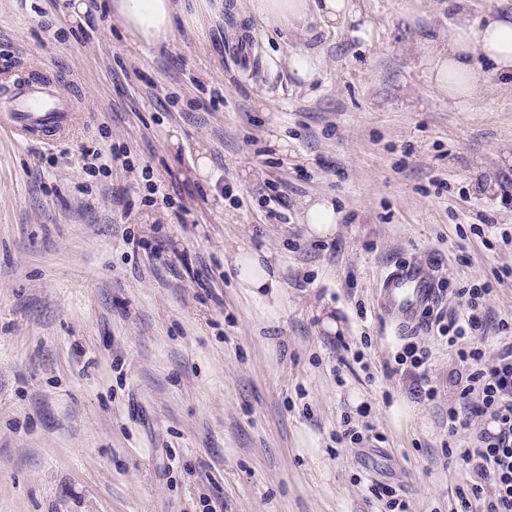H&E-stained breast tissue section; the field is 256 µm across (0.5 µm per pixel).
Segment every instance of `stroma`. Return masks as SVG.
Instances as JSON below:
<instances>
[{"mask_svg":"<svg viewBox=\"0 0 512 512\" xmlns=\"http://www.w3.org/2000/svg\"><path fill=\"white\" fill-rule=\"evenodd\" d=\"M72 2L0 0V61L52 75L80 110L61 142L0 135V512H385L378 483L450 512L470 481L445 446L456 362L377 301L403 262L452 290L512 266L470 232L512 233V86L482 67L475 111L449 108L430 66L448 0H353L368 39L182 0L159 48L109 0L77 20ZM245 33L253 72L230 52ZM300 51L320 61L306 83ZM317 197L334 236L302 222ZM240 245L270 253L275 294L238 286ZM452 290L438 309H458ZM408 340L431 353L436 399L394 360ZM364 415L376 440L337 443ZM319 59L309 52H298L291 57V71L302 82L309 81L318 70ZM340 214L332 202L325 198L309 202L304 212V222L309 235L331 237L336 234Z\"/></svg>","mask_w":512,"mask_h":512,"instance_id":"stroma-1","label":"stroma"}]
</instances>
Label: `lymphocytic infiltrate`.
I'll return each instance as SVG.
<instances>
[{
  "label": "lymphocytic infiltrate",
  "mask_w": 512,
  "mask_h": 512,
  "mask_svg": "<svg viewBox=\"0 0 512 512\" xmlns=\"http://www.w3.org/2000/svg\"><path fill=\"white\" fill-rule=\"evenodd\" d=\"M511 278L512 267H506L494 282L456 289L459 310L434 317L439 337L456 361L470 368L465 378L452 380L457 390L448 399L449 437H456L474 419L491 421L474 442L453 451L471 473L467 489L456 492L454 512H473L476 501L480 512H512V321L497 317L486 304L494 284ZM490 332L503 344L495 356L488 354L484 343Z\"/></svg>",
  "instance_id": "obj_1"
}]
</instances>
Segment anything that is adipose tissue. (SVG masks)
<instances>
[{
	"label": "adipose tissue",
	"mask_w": 512,
	"mask_h": 512,
	"mask_svg": "<svg viewBox=\"0 0 512 512\" xmlns=\"http://www.w3.org/2000/svg\"><path fill=\"white\" fill-rule=\"evenodd\" d=\"M470 0H448L451 20L448 45L433 59L436 85L447 91L449 106L464 112L480 94L478 71L493 65L501 77L512 79V13L489 11L473 18ZM112 10L139 45L157 46L169 40L181 6L177 0H113ZM250 12L269 26L289 25L317 15L326 24L361 22L350 0H250ZM237 279L241 287L263 291L280 285L277 267L267 266L264 253L240 249Z\"/></svg>",
	"instance_id": "obj_1"
}]
</instances>
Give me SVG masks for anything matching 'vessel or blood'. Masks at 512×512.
Here are the masks:
<instances>
[{
	"instance_id": "1",
	"label": "vessel or blood",
	"mask_w": 512,
	"mask_h": 512,
	"mask_svg": "<svg viewBox=\"0 0 512 512\" xmlns=\"http://www.w3.org/2000/svg\"><path fill=\"white\" fill-rule=\"evenodd\" d=\"M0 127L30 140L64 139L78 119L72 99L60 95L54 83L21 75L17 66L0 68ZM437 299L433 279L416 263L395 267L383 279L378 306L392 325L406 329L418 324Z\"/></svg>"
}]
</instances>
